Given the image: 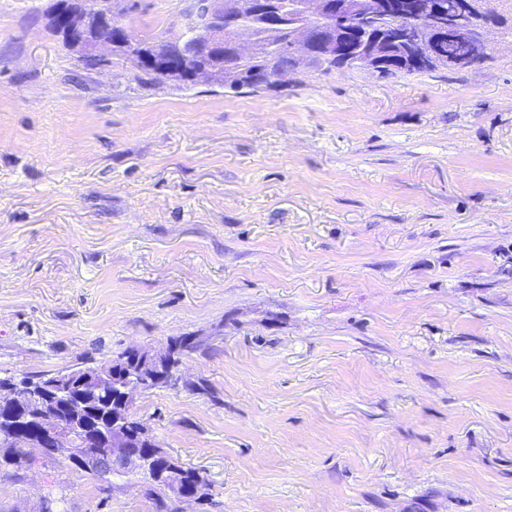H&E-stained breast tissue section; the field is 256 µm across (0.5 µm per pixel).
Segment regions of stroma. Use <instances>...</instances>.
Returning <instances> with one entry per match:
<instances>
[{
    "label": "stroma",
    "mask_w": 512,
    "mask_h": 512,
    "mask_svg": "<svg viewBox=\"0 0 512 512\" xmlns=\"http://www.w3.org/2000/svg\"><path fill=\"white\" fill-rule=\"evenodd\" d=\"M52 2L0 0V373L196 336L131 413L212 512H512V32L237 94L85 69ZM188 5L116 3L145 38ZM47 506L155 512L136 474L0 470V512Z\"/></svg>",
    "instance_id": "35a3bbf8"
}]
</instances>
